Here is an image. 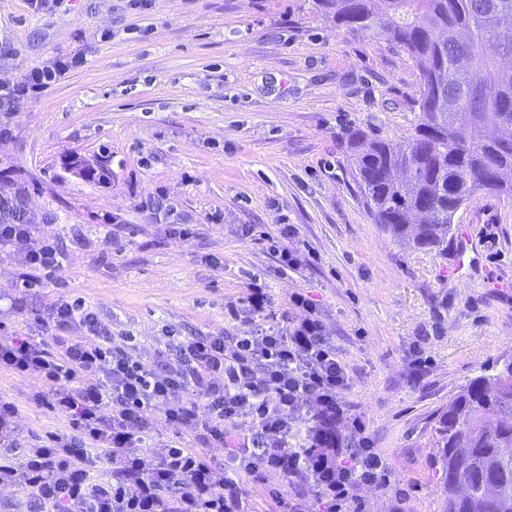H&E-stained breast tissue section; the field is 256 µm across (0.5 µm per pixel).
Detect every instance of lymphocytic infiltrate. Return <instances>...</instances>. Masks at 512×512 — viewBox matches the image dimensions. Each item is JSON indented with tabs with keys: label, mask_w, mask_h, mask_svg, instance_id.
Listing matches in <instances>:
<instances>
[{
	"label": "lymphocytic infiltrate",
	"mask_w": 512,
	"mask_h": 512,
	"mask_svg": "<svg viewBox=\"0 0 512 512\" xmlns=\"http://www.w3.org/2000/svg\"><path fill=\"white\" fill-rule=\"evenodd\" d=\"M0 247L19 255L25 288L61 265L29 224H0ZM289 303L303 312L292 325L196 336L152 365L105 336L79 299L58 303L36 336L0 322V370L38 380L30 403L66 421L23 445L19 406L0 394V486L21 488L44 512H245L237 482L212 463L220 448L255 478L308 488L323 512H363L357 489L384 487L389 471L342 397L350 377L319 308L301 292ZM75 322L86 336H68ZM159 417L181 440L138 455ZM98 457L111 464L109 479H91Z\"/></svg>",
	"instance_id": "1"
}]
</instances>
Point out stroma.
Here are the masks:
<instances>
[{
    "label": "stroma",
    "mask_w": 512,
    "mask_h": 512,
    "mask_svg": "<svg viewBox=\"0 0 512 512\" xmlns=\"http://www.w3.org/2000/svg\"><path fill=\"white\" fill-rule=\"evenodd\" d=\"M61 59L40 98L0 115V198L21 196L62 265L0 321L35 335L79 298L148 364L187 337L296 322L288 298L307 293L348 367L343 397L392 472L390 487L358 489L366 512H442L432 430L468 380L512 357V196L457 212L472 239L460 279L458 238L444 255L406 250L374 222L346 136L410 135L412 58L317 0H0V86ZM72 157L107 167L90 182ZM284 224L295 270L280 265ZM256 281L275 319L243 304ZM418 351L431 365L416 381ZM36 386L0 372L30 441L65 427L29 403ZM238 480L250 512L295 493L278 476Z\"/></svg>",
    "instance_id": "35a3bbf8"
}]
</instances>
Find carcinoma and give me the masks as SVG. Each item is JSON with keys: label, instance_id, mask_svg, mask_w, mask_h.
<instances>
[{"label": "carcinoma", "instance_id": "1", "mask_svg": "<svg viewBox=\"0 0 512 512\" xmlns=\"http://www.w3.org/2000/svg\"><path fill=\"white\" fill-rule=\"evenodd\" d=\"M352 30L385 33L418 64L417 121L404 144L349 134L377 224L405 249L448 254L457 211L479 192L512 193V0H318ZM503 180L494 181L495 172ZM26 223L0 199V221ZM468 381L434 428L445 512H512V392Z\"/></svg>", "mask_w": 512, "mask_h": 512}]
</instances>
